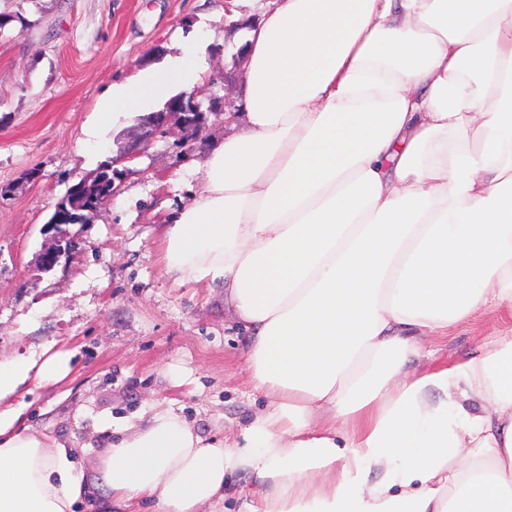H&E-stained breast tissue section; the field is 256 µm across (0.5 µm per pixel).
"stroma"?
I'll list each match as a JSON object with an SVG mask.
<instances>
[{"label":"stroma","instance_id":"35a3bbf8","mask_svg":"<svg viewBox=\"0 0 512 512\" xmlns=\"http://www.w3.org/2000/svg\"><path fill=\"white\" fill-rule=\"evenodd\" d=\"M273 0H0L15 20L0 32V356L57 341L73 351L58 384L25 395L22 425L91 461L96 421H137L157 400L203 437L244 426L263 405L252 390L248 338L218 285L178 284L162 260L161 236L189 205L209 150L246 129V61H232ZM30 30H22V21ZM200 46L199 100L223 98L196 141L177 126L134 158L140 113L125 114L96 144L84 131L108 88ZM119 158L118 192L67 228L74 243L54 271L37 270L55 242L48 220L74 180ZM512 331V312L484 308L448 331L422 337L409 371L451 367Z\"/></svg>","mask_w":512,"mask_h":512}]
</instances>
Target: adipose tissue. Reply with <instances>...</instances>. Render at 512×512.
I'll use <instances>...</instances> for the list:
<instances>
[{"mask_svg":"<svg viewBox=\"0 0 512 512\" xmlns=\"http://www.w3.org/2000/svg\"><path fill=\"white\" fill-rule=\"evenodd\" d=\"M247 41L249 125L210 150L163 236L220 284L266 400L209 439L157 403L88 468L22 426L57 343L0 358V512H512V332L407 374L419 339L512 310V0H277ZM197 49L112 86L86 133L193 87ZM250 481H247L246 476L239 474L235 478L228 479L227 487L225 488V501L224 506L228 511H237L240 506L241 499L238 496L241 492H248L251 488Z\"/></svg>","mask_w":512,"mask_h":512,"instance_id":"obj_1","label":"adipose tissue"}]
</instances>
